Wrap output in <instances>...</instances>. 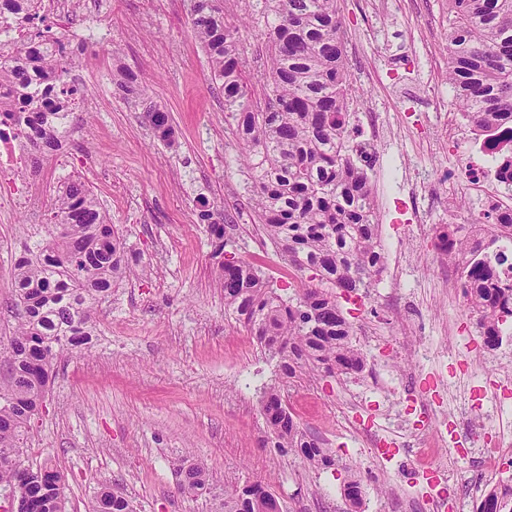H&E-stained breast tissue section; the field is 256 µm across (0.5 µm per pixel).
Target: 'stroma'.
<instances>
[{
  "label": "stroma",
  "instance_id": "stroma-1",
  "mask_svg": "<svg viewBox=\"0 0 512 512\" xmlns=\"http://www.w3.org/2000/svg\"><path fill=\"white\" fill-rule=\"evenodd\" d=\"M112 35L101 67L92 50L72 44V77L87 93L74 110L58 153L39 172L0 170V337L12 334L11 274L23 247L43 239L52 215L57 157L81 176L110 214L131 273L94 314L86 345L60 357L45 410L24 452L26 465L52 460L66 477L67 512H93L101 486H119L135 512H212L211 497L177 488L175 462L204 465L216 491L256 480L270 484L283 512H418L427 495L454 507L476 461L450 455L447 424L466 432L464 409L482 404L483 432L500 420L491 401L508 393L512 408V321L501 345L485 346L477 317L449 294L428 250L434 226L470 218L467 189L473 140L439 122L429 93L453 103L448 73V0H338L346 63L357 108L348 147L377 139L382 157L366 166L387 278L369 295L339 297L367 365L361 374L286 388L310 393L315 411L298 414L303 431L335 454L337 465L312 470L269 442L260 389L273 383L272 361L224 308L199 198L224 212L236 254L262 271L285 266L255 219L245 173L224 120V96L191 32L186 0H102ZM132 77L164 110L172 141L156 137L117 80ZM441 177L446 202L397 198L413 182ZM35 192L38 213L17 204ZM397 442L400 454L374 456L356 432ZM435 451L429 465L449 480L429 488L409 441ZM362 483L359 507L344 495Z\"/></svg>",
  "mask_w": 512,
  "mask_h": 512
}]
</instances>
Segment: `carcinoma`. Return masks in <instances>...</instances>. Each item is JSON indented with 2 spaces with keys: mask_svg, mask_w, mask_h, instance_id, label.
Instances as JSON below:
<instances>
[{
  "mask_svg": "<svg viewBox=\"0 0 512 512\" xmlns=\"http://www.w3.org/2000/svg\"><path fill=\"white\" fill-rule=\"evenodd\" d=\"M41 0H0V15L38 13ZM240 15L224 13L222 0H188L196 39L208 57L212 79L224 93L225 118L235 126L238 147L251 180V203L270 239L288 264L310 273L292 292L275 288L260 269L245 260H224L230 241L224 218L206 199H198L208 225L214 282L224 307L256 337L276 361L281 378L266 385L260 409L271 443L294 452L314 469H329L335 459L307 437L286 410L283 384L304 376L352 375L364 368V353L330 288L352 295L368 292L382 266L374 201L365 171L348 153L349 75L337 0H237ZM263 22L265 36L264 104L253 99L238 19ZM63 36L47 27L38 40L0 49V87L25 90L39 77L61 84L68 109L81 88L71 78L73 62ZM448 84L460 111L478 137L491 139L512 127V0H448ZM145 117L156 136L169 141L173 129L166 112L153 104ZM50 113L31 105L27 124L35 133L25 163L59 149L67 123L53 124ZM486 248L512 236V214L494 211ZM457 265L469 310L478 315L484 343L503 340L502 325L512 319V287L502 284L488 255L473 248ZM130 271L120 235L109 214L81 178L66 183L54 203L48 238L25 249L13 271L16 324L0 340V491L20 484L34 512H65V477L50 461L20 473L3 455L23 448L31 424L54 375L57 358L85 342L94 305ZM329 284L319 288L312 281ZM180 490L191 496L211 493L199 465L180 468ZM215 512H254L249 488L228 486L215 496ZM94 512H133L119 488L100 491ZM478 512H512V489L490 490Z\"/></svg>",
  "mask_w": 512,
  "mask_h": 512,
  "instance_id": "obj_1",
  "label": "carcinoma"
}]
</instances>
